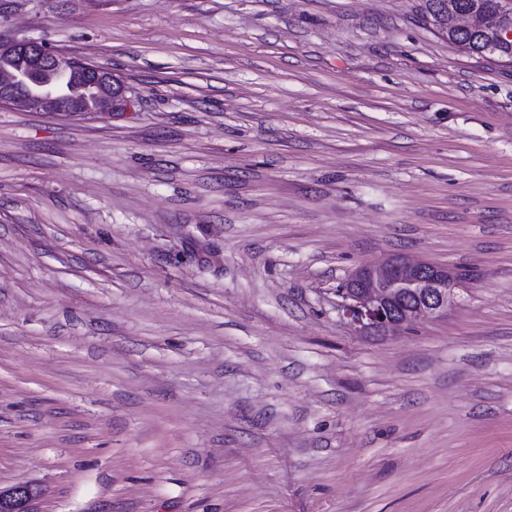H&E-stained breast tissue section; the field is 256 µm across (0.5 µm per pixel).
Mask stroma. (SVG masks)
<instances>
[{
  "mask_svg": "<svg viewBox=\"0 0 512 512\" xmlns=\"http://www.w3.org/2000/svg\"><path fill=\"white\" fill-rule=\"evenodd\" d=\"M425 0H0L131 107L0 105V489L34 512H512V66ZM393 254L447 316L336 312ZM88 67L89 71L86 73L94 75L88 80L93 88L92 100L89 103L92 112H105L109 109L113 111L116 106L130 105L127 88L122 81L115 79L111 72L98 65ZM460 276L424 260L389 256L378 264H362L338 290L339 317L358 336H389L404 327L448 314ZM415 301L407 304L406 294ZM33 490L28 486H16L9 490H0V510L2 512H34L31 502Z\"/></svg>",
  "mask_w": 512,
  "mask_h": 512,
  "instance_id": "35a3bbf8",
  "label": "stroma"
}]
</instances>
